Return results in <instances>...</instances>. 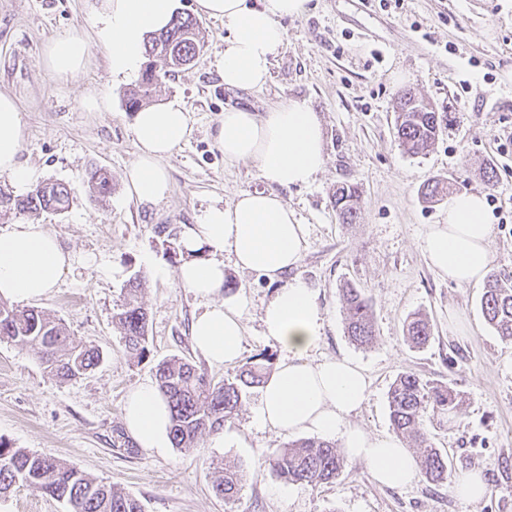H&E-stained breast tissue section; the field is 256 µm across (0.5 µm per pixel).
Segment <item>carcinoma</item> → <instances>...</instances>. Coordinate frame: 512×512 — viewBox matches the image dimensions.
<instances>
[{
  "mask_svg": "<svg viewBox=\"0 0 512 512\" xmlns=\"http://www.w3.org/2000/svg\"><path fill=\"white\" fill-rule=\"evenodd\" d=\"M198 23L189 14L178 12L169 26L152 34L147 42L146 62L138 88L131 91L126 106L132 112L141 109L153 97L161 78L186 66L200 51ZM444 116L420 99L411 87L401 91L395 111L396 137L410 155L426 151L435 142ZM451 183L432 180L422 193L434 199L449 193ZM90 198L99 200L112 193V175L103 168L91 170L88 180ZM70 206V191L62 182L36 186L21 198H7L0 208H15L30 214L62 212ZM334 206L343 224L358 218L357 186L343 183L334 192ZM141 277L130 279L123 304L112 320L120 329L127 353L144 360L147 345L148 311L140 300ZM346 310V333L358 347L376 340L372 304L361 289L346 284L340 289ZM486 322L505 341H512V280L496 273L489 275L480 302ZM407 341L423 347L432 337L428 318L416 313L405 324ZM11 342L31 351L49 373L60 381H71L94 369L99 363L96 348L71 338L61 322L41 310L20 308L0 300V341ZM272 356L261 353L252 358L232 381L215 382L191 361L173 358L157 365V387L171 409L169 436L176 448H194L204 434L224 429L238 414L247 388L258 385L270 375ZM390 420L396 435L418 449L416 464L431 484L448 479V455L433 446L424 427L426 417H454L462 405V396L454 384L426 380L415 373H400L387 393ZM344 467V454L336 444L312 438L299 439L278 449L257 463L260 471L269 470L285 482L311 486L330 483ZM242 474L226 465L216 477L215 492L224 502L235 501ZM19 487H28L67 505L68 512H143L138 499L111 485L97 481L74 464L46 453L15 448L0 438V498Z\"/></svg>",
  "mask_w": 512,
  "mask_h": 512,
  "instance_id": "carcinoma-1",
  "label": "carcinoma"
}]
</instances>
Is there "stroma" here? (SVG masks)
<instances>
[{"instance_id": "stroma-1", "label": "stroma", "mask_w": 512, "mask_h": 512, "mask_svg": "<svg viewBox=\"0 0 512 512\" xmlns=\"http://www.w3.org/2000/svg\"><path fill=\"white\" fill-rule=\"evenodd\" d=\"M96 5L0 0V91L18 99L26 127L19 160L34 183H66L72 196L59 214L0 213V234L33 220L73 254V268L36 306L100 352L95 369L61 382L30 351L0 341V438L76 464L135 496L143 512H512V341L486 323L482 285L448 282L421 248L426 226L446 211L444 202H424L421 188L432 178L450 181L455 191L484 193L493 269L512 279V0H310L303 17L283 19L286 40L270 77L251 91L226 89L215 65L229 35L223 20L198 13L196 0H177L178 11L196 16L202 48L153 97L157 107L178 100L191 116L187 141L165 162L170 192L157 203L125 191L136 152L125 98L136 80L113 82ZM71 35L88 37L90 53L83 70L63 81L45 69L43 49ZM408 87L446 117L438 140L417 156L402 150L394 129L395 98ZM91 94L108 97L110 109L87 111ZM288 101L317 112L325 143L316 180L279 191L307 226L302 259L280 283L303 279L326 312L313 356H349L361 364L370 396L351 421L374 434L392 431L387 392L399 373L456 382L465 398L458 416L447 422L430 416L425 426L447 453L449 474L483 469L489 492L480 501L455 497L447 482L389 488L351 458L335 481L317 487L256 471L258 460L292 437L260 424L255 388L225 423L224 447H214L209 435L198 447L162 454L130 452L117 441L127 393L154 381L160 362L184 358L217 381L238 373V366L211 364L194 351L190 324L202 302L176 279L154 278L147 262L167 263L185 225L208 205L264 189L252 163L226 162L216 145L225 109L263 112ZM487 164L497 171L492 185L480 175ZM96 166L112 174V194L101 203L87 198V174ZM346 181L360 191L353 224L340 223L332 203L336 185ZM224 273L225 294L245 305L242 362L262 352L281 359L261 322L277 285L229 261ZM135 274L149 313L150 353L141 362L127 357L112 322ZM348 281L373 304L377 339L367 348L345 333L339 290ZM415 312L428 316L433 331L422 349L404 337V322ZM218 462L244 474L230 506L213 488Z\"/></svg>"}]
</instances>
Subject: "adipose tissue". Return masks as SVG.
<instances>
[{
	"mask_svg": "<svg viewBox=\"0 0 512 512\" xmlns=\"http://www.w3.org/2000/svg\"><path fill=\"white\" fill-rule=\"evenodd\" d=\"M310 0H197L199 10L224 19L231 35L217 58L228 89L262 87L272 60L286 39L282 19L307 13ZM174 0H99L100 40L113 79L132 76L142 65L148 35L164 28ZM89 48L79 36L48 43L46 67L60 79L87 62ZM190 116L179 102L137 112L133 134L136 154L128 172L131 195L144 202L163 200L168 192L164 161L187 138ZM25 126L13 95L0 91V176L26 186L31 172L19 161ZM216 142L229 162H252L262 191H244L228 204H213L198 223L186 225L181 245L188 259L176 270L152 265L155 278H175L205 309L191 324L195 350L210 363L235 365L242 355L243 303L224 293V262L268 282L297 267L307 239L292 208L276 187L315 181L325 162L324 140L316 113L295 103H281L258 114L225 110ZM440 223L428 225L422 249L430 265L459 286L481 283L492 269L493 227L485 196L471 191L450 195ZM74 257L39 224H15L0 234V298L19 304L44 297L71 269ZM266 336L283 356L261 387L258 418L262 425L288 434L314 432L340 441L346 455L364 462L381 484L400 488L415 482L414 456L388 435H374L351 424L350 417L367 402L370 383L352 358L315 362L311 352L322 341L325 311L317 292L302 280L280 288L262 310ZM167 402L156 385L142 383L125 399L124 424L136 444L161 452L169 447Z\"/></svg>",
	"mask_w": 512,
	"mask_h": 512,
	"instance_id": "adipose-tissue-1",
	"label": "adipose tissue"
}]
</instances>
